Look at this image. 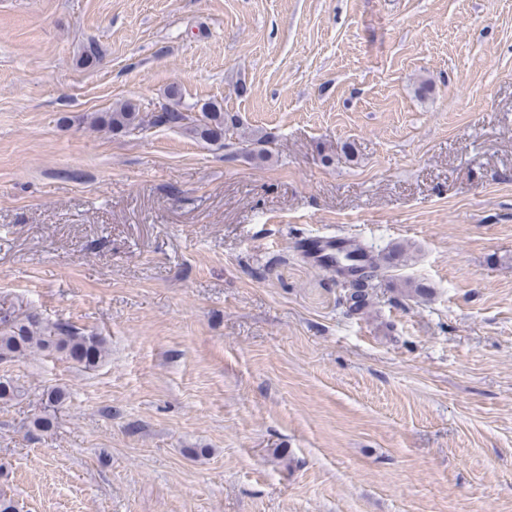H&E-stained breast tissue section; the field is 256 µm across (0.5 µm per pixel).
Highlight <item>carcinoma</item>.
Returning a JSON list of instances; mask_svg holds the SVG:
<instances>
[{"label":"carcinoma","instance_id":"cac0c4a2","mask_svg":"<svg viewBox=\"0 0 512 512\" xmlns=\"http://www.w3.org/2000/svg\"><path fill=\"white\" fill-rule=\"evenodd\" d=\"M102 54L98 44L91 40L83 46L80 64L92 67L100 61ZM166 102L147 112L132 99L121 101L106 112L98 113L93 124L114 134L142 130L146 126L177 128L195 138L211 144L224 142L229 131L239 128L235 116L213 101L200 104L199 110L184 109L181 106L182 93L179 86L172 84L164 92ZM241 151L261 162H269L274 154L272 141L265 134L254 132L242 137ZM408 251L399 246L389 248L378 261L356 264L360 268L358 277L350 282L341 297L345 313L363 312L370 306L374 282L381 276L383 268L406 263ZM39 352L57 353L84 370L98 367L109 355L105 337L86 334L63 322H45L37 315L16 314L10 319H0V363H11ZM23 396L22 387L10 377H0V401L8 402ZM62 398V393L53 391L48 395L46 411L35 417L32 427L38 432L54 429L56 416L50 409Z\"/></svg>","mask_w":512,"mask_h":512}]
</instances>
